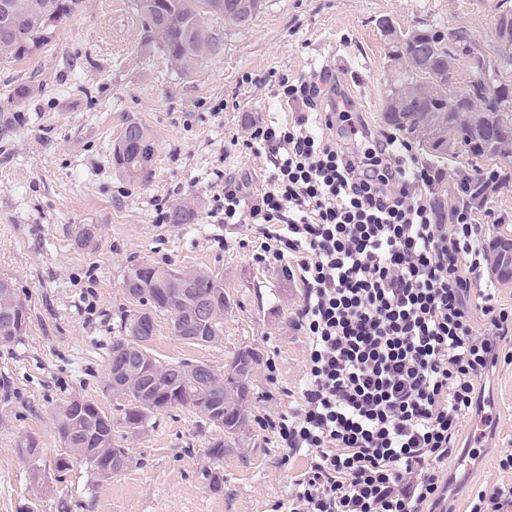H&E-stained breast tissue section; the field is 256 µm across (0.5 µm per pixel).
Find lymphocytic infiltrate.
<instances>
[{"label": "lymphocytic infiltrate", "instance_id": "lymphocytic-infiltrate-1", "mask_svg": "<svg viewBox=\"0 0 512 512\" xmlns=\"http://www.w3.org/2000/svg\"><path fill=\"white\" fill-rule=\"evenodd\" d=\"M278 86L303 109L249 128L265 188L252 197L225 179L218 205L224 223L261 226L254 260L303 285L301 402L265 427L283 462H309L272 512H422L441 501L440 466L478 380L512 361L498 345L512 310L475 294L469 275L488 260L479 227L465 213L438 222V176L408 142L378 138L337 87L287 75ZM499 467L508 481L479 490L469 512H512V451Z\"/></svg>", "mask_w": 512, "mask_h": 512}]
</instances>
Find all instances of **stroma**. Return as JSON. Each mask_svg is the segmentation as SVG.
Here are the masks:
<instances>
[{
  "label": "stroma",
  "mask_w": 512,
  "mask_h": 512,
  "mask_svg": "<svg viewBox=\"0 0 512 512\" xmlns=\"http://www.w3.org/2000/svg\"><path fill=\"white\" fill-rule=\"evenodd\" d=\"M381 16L403 31L429 24L466 29L487 46L495 39L493 0H263L248 27L208 19L218 49L186 75L147 37L134 0H86L40 54L0 59V100L20 82L38 88L11 140L0 142V278L12 281L28 311L25 333L0 345V512H270L286 497L308 459L282 465L262 424L299 402L308 339L291 314L303 287L253 260L258 225L217 224L210 212L225 178L245 177L261 190L265 160L244 141L252 122L295 117L297 106L277 95L283 74L331 72L376 135L407 140L418 162L438 172L436 192L468 168L466 153L432 151L422 135L387 122L402 66L375 25ZM131 120L157 144L145 182L128 181L113 164L112 146ZM161 198L187 202L191 221L166 223ZM470 217L483 241L512 238V186ZM82 224L97 227L94 241L79 240ZM143 260L203 267L224 282L222 339L184 340L159 314L150 343L158 360L221 372L237 352L256 358L243 377L244 424L222 458L206 450L223 430L195 409L159 411L133 432L109 387L112 341L139 309L123 281ZM476 396L472 419L492 421L478 448L461 432L444 465L450 512H467L479 489L505 479L498 461L512 448V363L488 370ZM74 397L111 417L114 439L132 459L127 469L103 479L74 460L58 470L55 408ZM29 438L41 450L34 459L21 452ZM213 473L223 474L221 487L211 485Z\"/></svg>",
  "instance_id": "1"
}]
</instances>
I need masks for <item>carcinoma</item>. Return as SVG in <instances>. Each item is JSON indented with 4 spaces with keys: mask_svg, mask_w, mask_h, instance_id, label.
<instances>
[{
    "mask_svg": "<svg viewBox=\"0 0 512 512\" xmlns=\"http://www.w3.org/2000/svg\"><path fill=\"white\" fill-rule=\"evenodd\" d=\"M84 0H0V57L23 59L40 52L55 36L57 27L77 12ZM137 11L150 27V35L163 48L175 66L184 73L198 69L203 59L216 52L218 45L208 33L206 17H224L240 27L250 25L259 12L261 0H137ZM395 62L405 63L402 76L391 90L389 120L405 129L428 135L444 132L473 159H512V81L501 77V70L512 65V46H493L490 51L492 89L476 92L455 87L459 65L468 58L452 51L439 32L418 27L395 36L384 32ZM35 91L30 83H20L7 105L0 108V140L9 141L19 125V109ZM127 145L113 154L115 168L124 177L143 180L148 176L156 152L150 130L136 121L124 127ZM466 187L448 191L437 198L434 209L439 222L453 223L455 214L471 210L470 199L487 202L490 196L512 184V168H501L486 175L473 168ZM192 211L184 203L166 212L169 224H186ZM174 270L155 263L140 262L129 268L124 286L137 290L141 306L167 314L177 336H199L205 343L217 342L223 332L224 308L219 302L208 318L196 313L216 292L217 279L204 269L186 271V277H173ZM12 282L0 279V336L3 344L23 335L18 323H27L26 307ZM135 319L127 318L126 336L112 342L108 381L112 391L125 399L127 415L147 403V413L176 406L193 407L209 423L234 434L243 423V405L248 390L239 380L198 364L163 363L151 352L131 345ZM56 425L64 448L72 458L96 468L105 460L129 465L124 449L116 447L112 419L94 402L72 398L56 409Z\"/></svg>",
    "mask_w": 512,
    "mask_h": 512,
    "instance_id": "cac0c4a2",
    "label": "carcinoma"
}]
</instances>
